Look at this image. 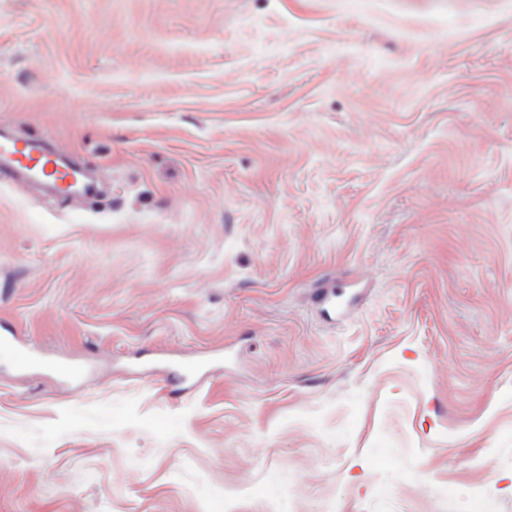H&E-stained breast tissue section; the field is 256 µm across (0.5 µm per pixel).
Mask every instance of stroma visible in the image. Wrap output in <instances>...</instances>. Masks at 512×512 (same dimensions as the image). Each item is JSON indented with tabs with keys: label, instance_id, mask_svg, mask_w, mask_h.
Wrapping results in <instances>:
<instances>
[{
	"label": "stroma",
	"instance_id": "35a3bbf8",
	"mask_svg": "<svg viewBox=\"0 0 512 512\" xmlns=\"http://www.w3.org/2000/svg\"><path fill=\"white\" fill-rule=\"evenodd\" d=\"M0 131V512H512V0H0ZM1 169L6 174H24L31 178L66 187L73 180L72 166L59 150H50L44 140H18L0 137Z\"/></svg>",
	"mask_w": 512,
	"mask_h": 512
}]
</instances>
